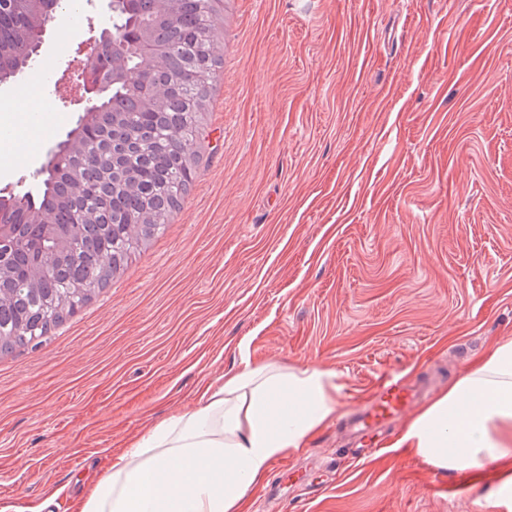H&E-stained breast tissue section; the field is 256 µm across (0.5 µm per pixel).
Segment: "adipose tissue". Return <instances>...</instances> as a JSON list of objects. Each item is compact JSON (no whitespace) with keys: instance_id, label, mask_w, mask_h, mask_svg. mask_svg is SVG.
<instances>
[{"instance_id":"1","label":"adipose tissue","mask_w":512,"mask_h":512,"mask_svg":"<svg viewBox=\"0 0 512 512\" xmlns=\"http://www.w3.org/2000/svg\"><path fill=\"white\" fill-rule=\"evenodd\" d=\"M330 369L245 364L115 456L82 512H234L271 461L333 419ZM395 447L437 470L490 468L512 485V339L497 343L423 407Z\"/></svg>"}]
</instances>
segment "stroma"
Here are the masks:
<instances>
[{"mask_svg": "<svg viewBox=\"0 0 512 512\" xmlns=\"http://www.w3.org/2000/svg\"><path fill=\"white\" fill-rule=\"evenodd\" d=\"M108 14L56 18L48 120H9L22 152L0 191L65 139L80 105L58 82ZM224 68L196 178L164 233L80 312L0 354V512H80L113 456L246 362L335 370L342 409L381 375L460 378L512 338V0H224ZM267 470L241 512H512L402 448L345 464L335 422Z\"/></svg>", "mask_w": 512, "mask_h": 512, "instance_id": "35a3bbf8", "label": "stroma"}]
</instances>
